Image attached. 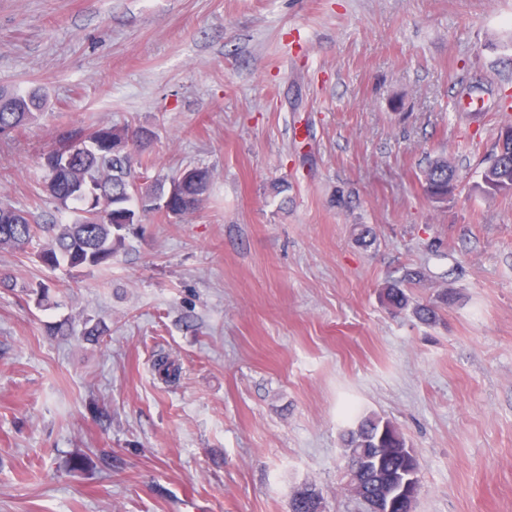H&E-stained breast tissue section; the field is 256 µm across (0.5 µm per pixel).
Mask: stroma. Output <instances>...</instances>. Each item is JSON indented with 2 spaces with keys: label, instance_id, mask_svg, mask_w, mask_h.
Here are the masks:
<instances>
[{
  "label": "stroma",
  "instance_id": "obj_1",
  "mask_svg": "<svg viewBox=\"0 0 512 512\" xmlns=\"http://www.w3.org/2000/svg\"><path fill=\"white\" fill-rule=\"evenodd\" d=\"M1 86L45 98L0 139V201L39 222L72 218L42 155L76 129H150L149 177L213 181L105 270L0 251V512H290L304 483L365 512L340 450L369 413L418 456L416 512H512V198L476 190L512 0H0ZM411 268L412 302L455 295L435 322L381 297ZM424 180L428 196L436 203L451 202L455 195L454 190L457 188L455 182L454 171L448 164V159L440 157L433 160L424 171ZM455 182L453 191L448 190V184ZM448 196V199H447Z\"/></svg>",
  "mask_w": 512,
  "mask_h": 512
}]
</instances>
